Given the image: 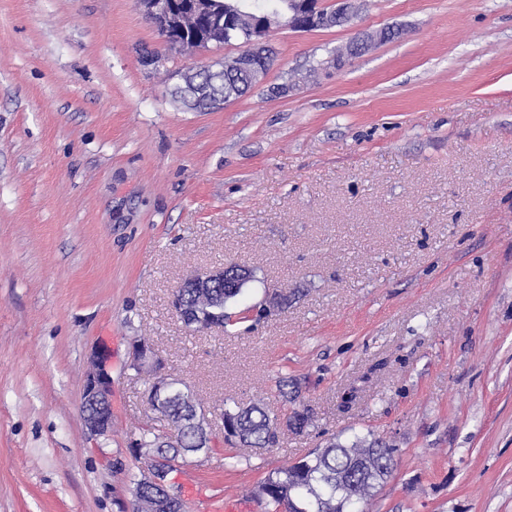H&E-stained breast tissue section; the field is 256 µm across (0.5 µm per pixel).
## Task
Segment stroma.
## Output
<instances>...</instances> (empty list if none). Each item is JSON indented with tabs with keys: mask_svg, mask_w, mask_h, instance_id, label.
Returning a JSON list of instances; mask_svg holds the SVG:
<instances>
[{
	"mask_svg": "<svg viewBox=\"0 0 512 512\" xmlns=\"http://www.w3.org/2000/svg\"><path fill=\"white\" fill-rule=\"evenodd\" d=\"M272 44L258 87L197 112L172 91L200 52L136 0H0V512L131 500L142 337L206 413L308 416L271 448L212 428L168 476L186 512H265L269 471L358 437L394 450L367 512H512V0H364ZM231 264L256 279L230 324L188 331L173 291ZM98 347L112 433L92 440ZM90 364L82 408L87 433L96 440L112 433V372L107 365V358L98 349L92 351Z\"/></svg>",
	"mask_w": 512,
	"mask_h": 512,
	"instance_id": "stroma-1",
	"label": "stroma"
}]
</instances>
